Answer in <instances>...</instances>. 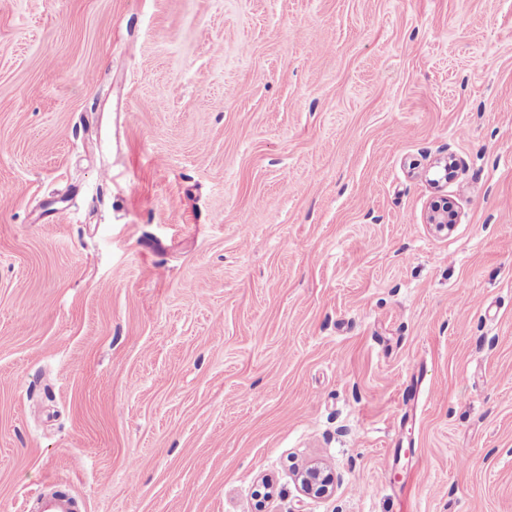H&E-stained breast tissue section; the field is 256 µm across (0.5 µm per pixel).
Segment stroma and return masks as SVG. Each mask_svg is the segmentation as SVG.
Segmentation results:
<instances>
[{"mask_svg": "<svg viewBox=\"0 0 512 512\" xmlns=\"http://www.w3.org/2000/svg\"><path fill=\"white\" fill-rule=\"evenodd\" d=\"M1 184L0 512H512V0H0ZM296 480L301 492L309 497H323L334 489V477L318 463H311L301 469ZM77 508L74 498L66 493H48L40 499L39 512H75Z\"/></svg>", "mask_w": 512, "mask_h": 512, "instance_id": "obj_1", "label": "stroma"}]
</instances>
